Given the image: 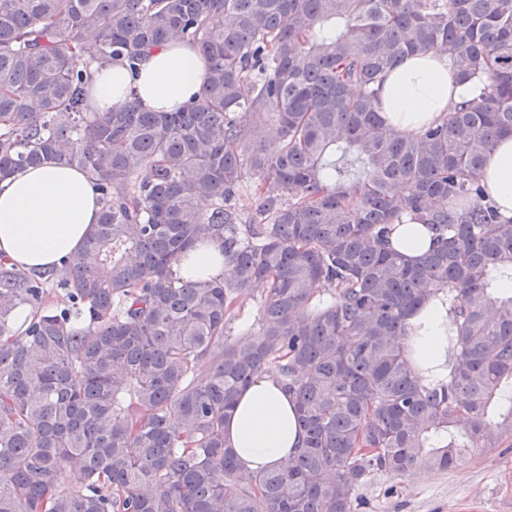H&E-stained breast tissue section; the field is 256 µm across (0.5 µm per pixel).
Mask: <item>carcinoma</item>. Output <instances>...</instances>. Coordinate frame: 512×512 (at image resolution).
<instances>
[{
  "label": "carcinoma",
  "instance_id": "carcinoma-1",
  "mask_svg": "<svg viewBox=\"0 0 512 512\" xmlns=\"http://www.w3.org/2000/svg\"><path fill=\"white\" fill-rule=\"evenodd\" d=\"M171 38L204 58L200 99L90 111L92 63ZM430 51L486 84L403 136L378 83ZM503 135L512 0H0V180L56 159L101 202L56 271L0 259V512H356L374 472L511 440L512 216L480 181ZM412 220L437 241L416 264L390 243ZM206 240L229 270L180 282ZM439 293L457 349L425 386L408 318ZM248 300L258 332L233 341ZM271 369L304 447L244 482L224 422Z\"/></svg>",
  "mask_w": 512,
  "mask_h": 512
}]
</instances>
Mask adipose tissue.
<instances>
[{
	"label": "adipose tissue",
	"mask_w": 512,
	"mask_h": 512,
	"mask_svg": "<svg viewBox=\"0 0 512 512\" xmlns=\"http://www.w3.org/2000/svg\"><path fill=\"white\" fill-rule=\"evenodd\" d=\"M88 99L97 111L136 99L150 112H173L200 98L206 66L191 44L168 41L150 53L138 71L118 64L90 65ZM480 82H458L447 56L425 53L388 72L379 90V112L403 135L442 121L465 102L478 99ZM488 199L512 214V136L501 138L482 170ZM101 204L86 175L59 162L28 167L0 181V257L18 267L51 269L83 244ZM219 243L199 244L181 263L183 279L220 274ZM451 317L446 299L430 298L409 320L408 356L422 384L447 379ZM224 438L235 449L241 473L249 477L278 469L302 442L296 405L275 373L254 380L240 394L224 423Z\"/></svg>",
	"instance_id": "obj_1"
}]
</instances>
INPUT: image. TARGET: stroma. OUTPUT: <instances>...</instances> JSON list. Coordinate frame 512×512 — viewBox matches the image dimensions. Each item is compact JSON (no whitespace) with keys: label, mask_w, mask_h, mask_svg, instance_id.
<instances>
[{"label":"stroma","mask_w":512,"mask_h":512,"mask_svg":"<svg viewBox=\"0 0 512 512\" xmlns=\"http://www.w3.org/2000/svg\"><path fill=\"white\" fill-rule=\"evenodd\" d=\"M356 495L358 512H512V441L470 449L454 470L422 468L410 479L375 473Z\"/></svg>","instance_id":"1"}]
</instances>
